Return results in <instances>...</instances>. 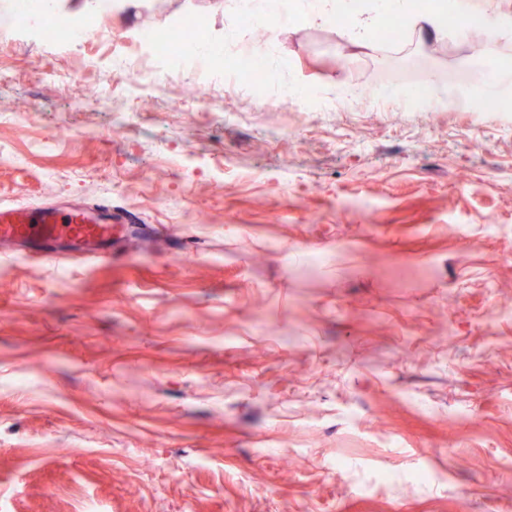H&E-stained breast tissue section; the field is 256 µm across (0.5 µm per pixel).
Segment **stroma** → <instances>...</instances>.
Here are the masks:
<instances>
[{
	"label": "stroma",
	"mask_w": 512,
	"mask_h": 512,
	"mask_svg": "<svg viewBox=\"0 0 512 512\" xmlns=\"http://www.w3.org/2000/svg\"><path fill=\"white\" fill-rule=\"evenodd\" d=\"M240 0H128L86 49H0V205L108 203L111 260L0 247V512H512V32L257 39ZM201 19L262 54L275 109L156 66ZM432 100L405 104L408 82ZM363 89L306 109L293 88Z\"/></svg>",
	"instance_id": "1"
}]
</instances>
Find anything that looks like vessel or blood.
<instances>
[{
	"mask_svg": "<svg viewBox=\"0 0 512 512\" xmlns=\"http://www.w3.org/2000/svg\"><path fill=\"white\" fill-rule=\"evenodd\" d=\"M129 228V217L113 213L111 206L105 204L100 205L94 217L53 208L0 207V242L19 246L45 244L52 259L62 254L111 259L113 240L126 238Z\"/></svg>",
	"mask_w": 512,
	"mask_h": 512,
	"instance_id": "vessel-or-blood-1",
	"label": "vessel or blood"
}]
</instances>
